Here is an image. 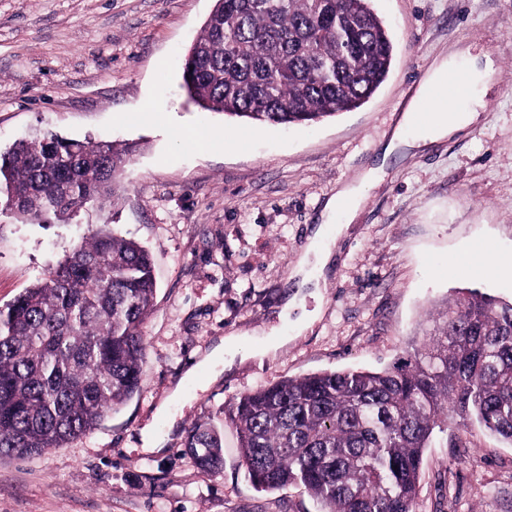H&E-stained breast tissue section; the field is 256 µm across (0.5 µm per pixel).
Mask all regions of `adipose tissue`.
<instances>
[{
  "label": "adipose tissue",
  "instance_id": "obj_1",
  "mask_svg": "<svg viewBox=\"0 0 512 512\" xmlns=\"http://www.w3.org/2000/svg\"><path fill=\"white\" fill-rule=\"evenodd\" d=\"M492 68L493 61L489 58L485 59L483 66L480 67L462 66L457 54L454 53L435 62L417 95L404 112L400 124L384 146L382 162L366 170L362 184L338 188L327 205L328 212H338L343 214L346 220H353L364 201V185L381 182L386 177L387 157L396 152L407 153L427 147L471 126L483 106L478 96V88L486 80ZM451 71L460 74L468 86L465 105L458 109H449L438 122L419 129L415 128L414 113L418 106L425 102L431 87ZM330 238L329 230L321 226L316 227L310 236L309 245L294 271L295 276L300 277L302 285L311 284L310 270L322 272L331 263L333 252Z\"/></svg>",
  "mask_w": 512,
  "mask_h": 512
}]
</instances>
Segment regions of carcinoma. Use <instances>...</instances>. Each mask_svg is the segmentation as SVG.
Instances as JSON below:
<instances>
[{"label":"carcinoma","mask_w":512,"mask_h":512,"mask_svg":"<svg viewBox=\"0 0 512 512\" xmlns=\"http://www.w3.org/2000/svg\"><path fill=\"white\" fill-rule=\"evenodd\" d=\"M371 2L214 0L182 87L202 110L257 125L358 108L393 58ZM138 150L51 131L20 140L0 150V210L66 223L108 198ZM156 290L149 252L101 227L0 310V456L62 448L140 390ZM224 420L260 491L301 485L321 512H413L435 428L471 421L512 443V302L460 292L392 366L286 378L233 399ZM185 448L215 473L224 430L196 424Z\"/></svg>","instance_id":"carcinoma-1"}]
</instances>
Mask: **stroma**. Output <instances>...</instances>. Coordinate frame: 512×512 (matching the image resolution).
I'll return each instance as SVG.
<instances>
[{
    "mask_svg": "<svg viewBox=\"0 0 512 512\" xmlns=\"http://www.w3.org/2000/svg\"><path fill=\"white\" fill-rule=\"evenodd\" d=\"M213 4L0 0V148L46 130L141 146L115 204L87 205L67 224L0 210V309L99 224L148 249L157 280L140 391L64 447L0 457V512H320L303 487L254 488L225 404L286 377L388 366L456 289L512 299V276L451 267L483 247L512 265V0H373L395 36L386 82L353 111L290 128L187 104L184 56ZM488 50L494 69L478 122L389 158L387 178L337 240L319 296L306 300L321 311L311 328L263 360L235 358L211 383L186 381L219 338L259 346L278 326L311 226L389 141L434 61ZM197 128L221 142L199 149ZM202 422L224 428L216 473L184 448ZM149 423L169 433L165 452H142ZM414 512H512V445L475 423L435 431Z\"/></svg>",
    "mask_w": 512,
    "mask_h": 512,
    "instance_id": "stroma-1",
    "label": "stroma"
}]
</instances>
